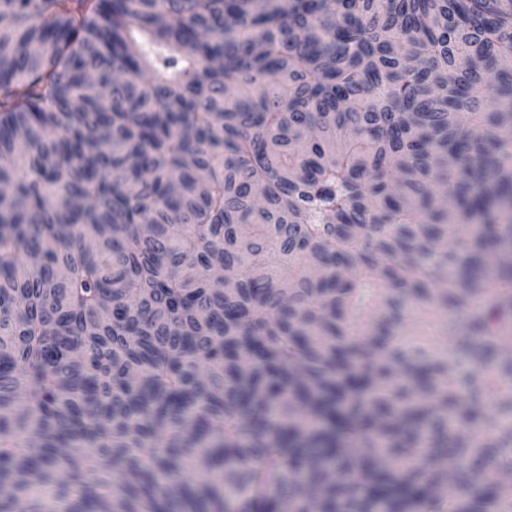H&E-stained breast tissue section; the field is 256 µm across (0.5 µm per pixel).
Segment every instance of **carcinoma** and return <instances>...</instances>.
<instances>
[{
	"label": "carcinoma",
	"mask_w": 512,
	"mask_h": 512,
	"mask_svg": "<svg viewBox=\"0 0 512 512\" xmlns=\"http://www.w3.org/2000/svg\"><path fill=\"white\" fill-rule=\"evenodd\" d=\"M0 187V512H512V0H0Z\"/></svg>",
	"instance_id": "obj_1"
}]
</instances>
